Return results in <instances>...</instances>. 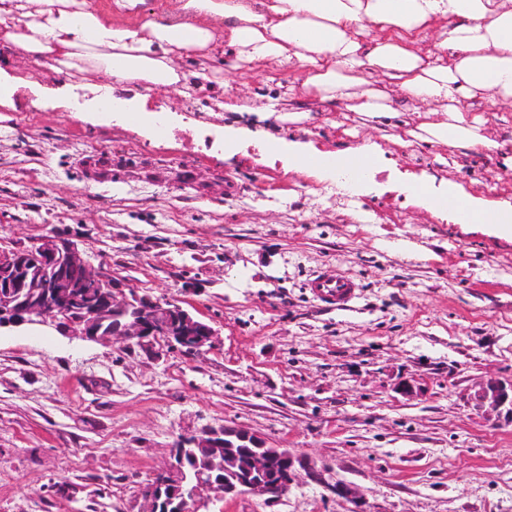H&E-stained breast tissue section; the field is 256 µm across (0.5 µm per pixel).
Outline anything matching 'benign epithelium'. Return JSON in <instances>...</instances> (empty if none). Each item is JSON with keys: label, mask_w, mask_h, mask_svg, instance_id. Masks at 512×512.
<instances>
[{"label": "benign epithelium", "mask_w": 512, "mask_h": 512, "mask_svg": "<svg viewBox=\"0 0 512 512\" xmlns=\"http://www.w3.org/2000/svg\"><path fill=\"white\" fill-rule=\"evenodd\" d=\"M109 281L102 267L85 260L78 245L58 236H46L22 253L0 249V329L40 324L53 326L67 336L97 341H119L127 346L152 349L157 344L192 353L216 346V330L172 300L153 299L131 289L116 287L87 304L78 293L82 285ZM467 406L512 423V380L490 378L469 393ZM174 461L145 485L146 512H208L219 499L233 500L250 494L266 503L282 500L292 486L310 481L351 504L349 512H371L364 492L355 484L335 479L307 457L287 448L269 445L255 432L237 425L210 427L189 438L178 439ZM239 444L254 448L249 469L254 479L223 482L209 473L197 474L186 505L164 498L170 480L184 472L188 448H210L215 457L231 459Z\"/></svg>", "instance_id": "benign-epithelium-1"}]
</instances>
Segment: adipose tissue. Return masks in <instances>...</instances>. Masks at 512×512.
<instances>
[{
	"mask_svg": "<svg viewBox=\"0 0 512 512\" xmlns=\"http://www.w3.org/2000/svg\"><path fill=\"white\" fill-rule=\"evenodd\" d=\"M141 0H0L7 39L39 67L89 74L107 84L142 83L187 95L222 53L263 66L268 81L292 79L283 122L308 119L318 100L357 113L362 126L411 113L412 140L467 152L498 149L483 112L512 108V0H168L171 22L141 18ZM199 63L186 79L179 64ZM299 167L357 177L375 167L367 144L310 150ZM433 207L465 206L480 224H512V209L482 207L457 191Z\"/></svg>",
	"mask_w": 512,
	"mask_h": 512,
	"instance_id": "ef3b65f1",
	"label": "adipose tissue"
}]
</instances>
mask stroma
Wrapping results in <instances>:
<instances>
[{"label": "stroma", "instance_id": "1", "mask_svg": "<svg viewBox=\"0 0 512 512\" xmlns=\"http://www.w3.org/2000/svg\"><path fill=\"white\" fill-rule=\"evenodd\" d=\"M210 65L215 80L189 99L112 91L164 112L159 133L104 118L99 90L29 73L0 40V79L26 81L0 106V249L73 239L125 288L183 301L218 331L214 350L156 357L46 326L1 330L0 512H142L175 439L231 423L361 486L372 512H512V424L466 405L476 381L512 379V237L453 223L409 190L512 206V143L494 113L498 152L403 148L406 126L364 128L329 105L298 124L261 119L287 87ZM231 98L240 111H215ZM237 127L267 140L222 143ZM355 143L380 161L345 200L292 159ZM317 272L360 282L354 311L310 295ZM404 381L420 394H399ZM223 509L349 506L303 482Z\"/></svg>", "mask_w": 512, "mask_h": 512}]
</instances>
